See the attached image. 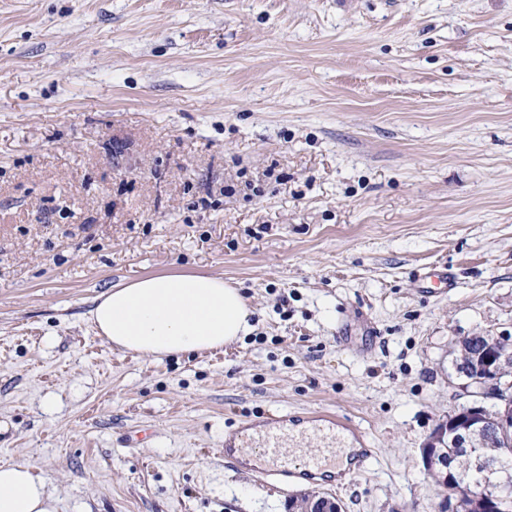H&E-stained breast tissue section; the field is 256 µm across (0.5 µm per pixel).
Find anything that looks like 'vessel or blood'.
<instances>
[{"mask_svg": "<svg viewBox=\"0 0 512 512\" xmlns=\"http://www.w3.org/2000/svg\"><path fill=\"white\" fill-rule=\"evenodd\" d=\"M249 446L257 451L254 471L259 479L284 491L314 480L338 488L341 474L363 476L374 456L360 428L313 412L269 413L239 425L224 437L225 468H241Z\"/></svg>", "mask_w": 512, "mask_h": 512, "instance_id": "b4317fda", "label": "vessel or blood"}]
</instances>
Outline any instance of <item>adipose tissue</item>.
Here are the masks:
<instances>
[{
	"label": "adipose tissue",
	"mask_w": 512,
	"mask_h": 512,
	"mask_svg": "<svg viewBox=\"0 0 512 512\" xmlns=\"http://www.w3.org/2000/svg\"><path fill=\"white\" fill-rule=\"evenodd\" d=\"M252 309L223 277L165 274L129 279L100 295L89 312L112 346L150 357L209 350L252 329ZM0 512H56L33 466H0Z\"/></svg>",
	"instance_id": "adipose-tissue-1"
}]
</instances>
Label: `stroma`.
Here are the masks:
<instances>
[{"instance_id": "obj_1", "label": "stroma", "mask_w": 512, "mask_h": 512, "mask_svg": "<svg viewBox=\"0 0 512 512\" xmlns=\"http://www.w3.org/2000/svg\"><path fill=\"white\" fill-rule=\"evenodd\" d=\"M173 273L241 288L251 331L96 335L98 295ZM480 335L512 337V0H0V463L56 512H285L224 430L314 408L375 450L345 512H433L421 447ZM481 348V342L477 336H467L460 341L459 353L455 358V373L458 379L467 377L468 371H470L469 364H474L477 360V353Z\"/></svg>"}]
</instances>
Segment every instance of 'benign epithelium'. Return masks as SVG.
<instances>
[{
  "label": "benign epithelium",
  "instance_id": "obj_1",
  "mask_svg": "<svg viewBox=\"0 0 512 512\" xmlns=\"http://www.w3.org/2000/svg\"><path fill=\"white\" fill-rule=\"evenodd\" d=\"M485 341L471 386L462 387L463 395L469 400L448 413V419L431 432L421 448L422 461L429 473L437 466L448 471V445L473 447L475 438L489 421L500 432L501 448L512 449V351L500 336H487ZM487 402L497 405L491 419L486 416ZM438 498L435 512H456L464 498L478 499L486 512H496L498 502L496 491L488 482L479 485L455 482L449 493L441 492ZM288 512H343V505L331 496L312 494L288 500Z\"/></svg>",
  "mask_w": 512,
  "mask_h": 512
}]
</instances>
